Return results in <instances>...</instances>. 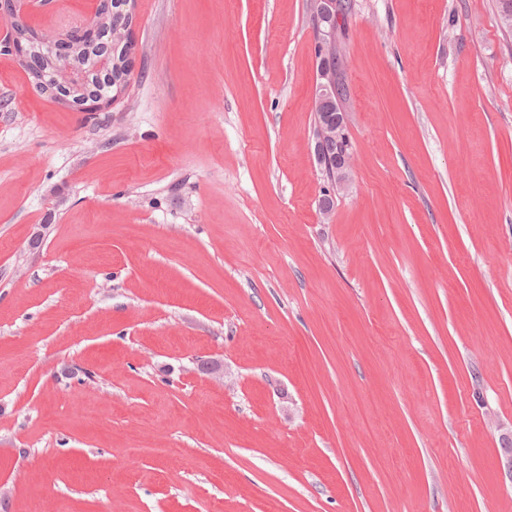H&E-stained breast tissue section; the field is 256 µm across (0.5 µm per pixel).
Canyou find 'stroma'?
<instances>
[{
	"label": "stroma",
	"instance_id": "stroma-1",
	"mask_svg": "<svg viewBox=\"0 0 512 512\" xmlns=\"http://www.w3.org/2000/svg\"><path fill=\"white\" fill-rule=\"evenodd\" d=\"M494 4L352 0L327 215L310 0H134L93 115L0 53V512H512ZM129 48L124 43H112V60L111 69H109V57L103 56L96 59L94 65L96 69L105 71L97 78L96 87L104 95H110L116 91L120 85L123 90L125 89L131 70L128 69L129 61L127 58ZM112 84V86H111ZM347 97V89L345 85L341 84V93H340V99L338 104H336V99L333 100L332 105V111L333 113H336V120H329L327 119V123L323 122H317V120L321 119L324 110H317L315 109L316 113V129H315V145H314V157L315 161L319 167V169L322 171L323 165L327 162L328 164V171H324L323 174L327 180L328 184H332L331 182V175L329 164H332V166H335L336 164V157L339 155H342L344 153L350 154L352 150V142L349 136V133H347V136L344 139H341L340 141L336 142L333 141L328 146V154L326 151V144H327V132L333 129H340L346 125V119H344L342 113L339 112H345L343 107V102L346 100ZM337 109V112H336ZM331 121V122H330ZM325 155H328V158H326L325 161ZM350 161H351V155L347 156L344 154L343 160L340 165L336 166V183L334 185L336 186V191L338 188H342L346 182H347V171L350 168Z\"/></svg>",
	"mask_w": 512,
	"mask_h": 512
}]
</instances>
